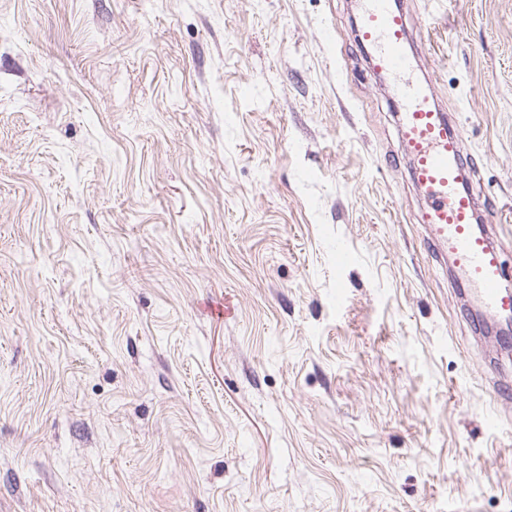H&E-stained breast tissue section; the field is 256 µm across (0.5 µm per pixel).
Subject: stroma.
Segmentation results:
<instances>
[{
    "label": "stroma",
    "mask_w": 512,
    "mask_h": 512,
    "mask_svg": "<svg viewBox=\"0 0 512 512\" xmlns=\"http://www.w3.org/2000/svg\"><path fill=\"white\" fill-rule=\"evenodd\" d=\"M403 5L490 214L512 0ZM356 19L0 0V512H512V356L426 247Z\"/></svg>",
    "instance_id": "obj_1"
}]
</instances>
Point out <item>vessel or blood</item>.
Instances as JSON below:
<instances>
[{
  "mask_svg": "<svg viewBox=\"0 0 512 512\" xmlns=\"http://www.w3.org/2000/svg\"><path fill=\"white\" fill-rule=\"evenodd\" d=\"M357 30L374 72L395 87L403 150L426 200L422 222L430 246L439 258L451 259L463 294L493 317L512 316V287L501 251L487 226L477 223L474 166L464 154L453 114L413 67L402 9L394 0H359Z\"/></svg>",
  "mask_w": 512,
  "mask_h": 512,
  "instance_id": "b4317fda",
  "label": "vessel or blood"
}]
</instances>
